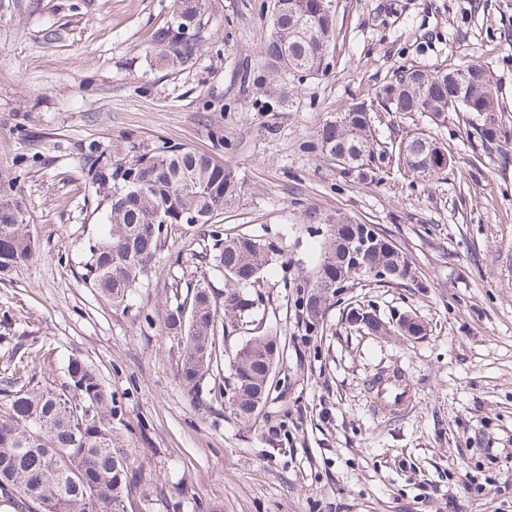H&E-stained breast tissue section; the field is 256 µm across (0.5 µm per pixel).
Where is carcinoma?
Listing matches in <instances>:
<instances>
[{"mask_svg":"<svg viewBox=\"0 0 512 512\" xmlns=\"http://www.w3.org/2000/svg\"><path fill=\"white\" fill-rule=\"evenodd\" d=\"M324 0H271V25L261 47L270 81L286 86L323 71L336 39V16ZM209 22L207 0H176L173 18L152 35L155 62L180 71L204 51L201 32ZM195 33L184 37L183 29ZM400 117L425 112L432 121L468 115L486 148L507 154L512 132L502 125L498 86L488 67L420 69L400 65L386 76L377 105L356 103L323 123L319 147L341 172L360 181L381 182L391 171L433 177L452 161L448 147L423 132L381 142L372 132L374 107ZM89 182L103 192L101 236L89 244L83 282L122 305L136 292L160 256L183 234L207 227L213 241L210 268L224 278L216 296L209 284H186V292L165 304L159 325L180 352L179 382L190 400L206 408L222 398L231 413L248 423L269 397L270 371L284 348L277 336L260 331L229 359L230 381L221 380L224 339L261 305L250 288L277 260V250L251 235L224 236V208L239 196L235 173L183 145L173 151L161 140L147 151L113 146L112 155L95 142L81 147ZM328 257L312 285H296L294 307L305 331L315 332L328 300L365 276L411 280L412 262L376 224L348 217L332 225ZM378 236L372 251H354L355 241ZM36 255L29 214L16 179H0V275L18 272ZM394 328L420 336L425 326L401 315ZM9 381L0 402V496L24 512H127L132 492L148 501L145 474L138 469L121 431V399L84 360L71 358L57 386Z\"/></svg>","mask_w":512,"mask_h":512,"instance_id":"1","label":"carcinoma"}]
</instances>
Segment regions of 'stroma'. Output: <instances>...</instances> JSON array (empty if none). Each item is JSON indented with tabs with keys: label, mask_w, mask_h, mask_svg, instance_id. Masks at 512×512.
<instances>
[{
	"label": "stroma",
	"mask_w": 512,
	"mask_h": 512,
	"mask_svg": "<svg viewBox=\"0 0 512 512\" xmlns=\"http://www.w3.org/2000/svg\"><path fill=\"white\" fill-rule=\"evenodd\" d=\"M336 41L323 74L289 94L271 88L260 53L262 0H208L206 51L174 74L149 54L174 0H0V176L17 177L35 259L0 280V388L11 377L59 385L69 358L93 365L121 396L129 441L150 474L148 503L128 512H512V158L469 160L480 141L464 118L434 124L379 113V139L419 127L451 147L433 180L377 184L345 176L316 149L322 123L373 101L393 68L487 65L512 130V0H335ZM232 169L239 198L224 231L279 250L255 285L262 326L285 351L255 420L223 402L195 406L179 353L142 335L173 292L197 280L223 288L189 232L152 268L132 307L81 280V256L102 231L80 147L158 141ZM323 221L310 223L309 213ZM380 225L416 277H367L331 299L305 334L294 287L315 283L336 216ZM409 314L421 336L371 333L348 312ZM405 375L414 403L376 411L368 383Z\"/></svg>",
	"instance_id": "stroma-1"
}]
</instances>
